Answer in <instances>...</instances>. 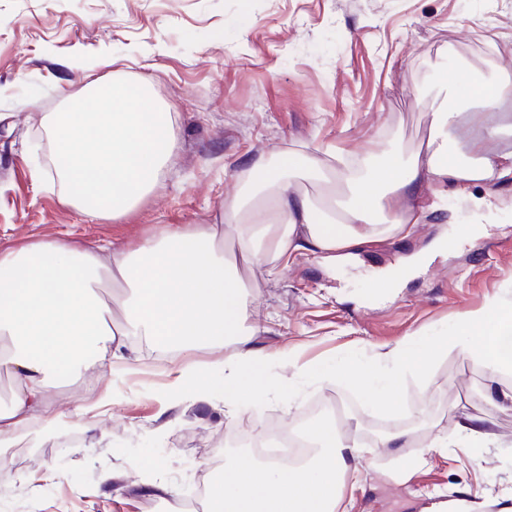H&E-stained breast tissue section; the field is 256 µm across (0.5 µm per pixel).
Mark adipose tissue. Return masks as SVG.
I'll use <instances>...</instances> for the list:
<instances>
[{
	"label": "adipose tissue",
	"mask_w": 512,
	"mask_h": 512,
	"mask_svg": "<svg viewBox=\"0 0 512 512\" xmlns=\"http://www.w3.org/2000/svg\"><path fill=\"white\" fill-rule=\"evenodd\" d=\"M442 85L447 97L431 115L436 144L425 150L391 151L378 162L320 165L286 155L273 166L258 163L250 170L252 192L225 200L223 223L169 224L128 248L80 246L61 237L0 248V372L11 381L8 399L0 401V443L34 420L55 435L62 417L79 421L111 404L112 389L92 386L79 404L60 411L48 396L49 380L105 371L124 378L117 365L135 336L178 354L166 391L174 405L211 400L217 370L224 374L228 415L241 414L242 400L265 388L273 361L297 377L312 373L294 351L275 357L253 347L243 328L241 273L257 263L277 268L301 252L332 265L348 262L420 223L427 189L512 181V150L485 148L500 126H485L471 140L469 159L456 152L462 100L496 108L512 100V82L486 84L455 69ZM306 182L318 193L303 190ZM205 348L217 358L202 366L188 362V354ZM311 435L308 457L292 465L251 453L234 458L210 487L208 512H337L348 479L372 459L358 426L321 423ZM490 437L482 418L467 415L453 434L435 433L427 444L402 430L380 445L398 460L393 477L402 480L425 464L426 449L454 442L467 454Z\"/></svg>",
	"instance_id": "obj_1"
}]
</instances>
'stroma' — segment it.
Masks as SVG:
<instances>
[{
  "instance_id": "obj_1",
  "label": "stroma",
  "mask_w": 512,
  "mask_h": 512,
  "mask_svg": "<svg viewBox=\"0 0 512 512\" xmlns=\"http://www.w3.org/2000/svg\"><path fill=\"white\" fill-rule=\"evenodd\" d=\"M452 64L502 76L512 65V0H0V247L42 235L127 246L159 224L221 222L256 161L289 151L323 160L335 150L353 160L427 145L430 114L445 98L438 76ZM115 80L148 83L171 114L177 148L130 211L92 220L60 204L40 119ZM424 207L407 238L368 246L359 268L304 253L273 273L245 271L253 346L294 348L315 363L353 350L370 357L512 295V183L436 188ZM478 222L482 237L372 304L377 273ZM127 354L140 370L94 431L70 425L37 457L17 434L0 467V512H164L166 501L141 493L144 477L165 483L171 500L186 497L223 473L236 431L304 425L327 397L365 431L410 429L423 413L426 429L451 431L478 414L496 437L469 456L430 453L404 483L391 477L392 456L373 447L351 512H420L432 497L470 499L479 512L512 502V405L485 402L507 382L461 354L442 357L425 384L408 381L401 418L379 417L333 381L239 416L225 415L219 397L170 407L163 386L173 354L142 339ZM112 472L118 481H106Z\"/></svg>"
}]
</instances>
